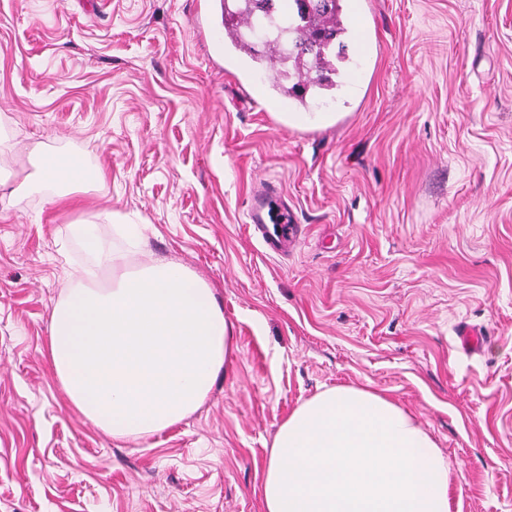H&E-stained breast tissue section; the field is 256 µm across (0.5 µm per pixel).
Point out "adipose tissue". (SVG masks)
I'll use <instances>...</instances> for the list:
<instances>
[{
    "label": "adipose tissue",
    "mask_w": 512,
    "mask_h": 512,
    "mask_svg": "<svg viewBox=\"0 0 512 512\" xmlns=\"http://www.w3.org/2000/svg\"><path fill=\"white\" fill-rule=\"evenodd\" d=\"M34 185L63 204L103 173L76 154L34 155ZM72 231L90 261L51 310L52 372L77 411L116 442L191 416L237 350L202 278L176 262L128 265L94 225ZM449 461L416 418L366 388L336 386L279 426L263 475L265 512H449Z\"/></svg>",
    "instance_id": "1"
}]
</instances>
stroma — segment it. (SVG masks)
I'll return each mask as SVG.
<instances>
[{"mask_svg": "<svg viewBox=\"0 0 512 512\" xmlns=\"http://www.w3.org/2000/svg\"><path fill=\"white\" fill-rule=\"evenodd\" d=\"M332 112L276 126L200 27L224 0H0V171L82 156L79 210L0 196V512H264L280 424L336 386L408 410L450 462V512H512V0H343ZM269 183L300 238L267 251L247 212ZM144 227L127 249L101 213ZM95 224L214 288L237 351L189 419L116 443L70 406L44 352ZM479 330L467 354L459 324ZM256 100L262 104L264 112H270L273 120L280 127L315 130L336 122V115L332 112H281L283 107L277 110L270 109L265 106L264 100Z\"/></svg>", "mask_w": 512, "mask_h": 512, "instance_id": "1", "label": "stroma"}]
</instances>
